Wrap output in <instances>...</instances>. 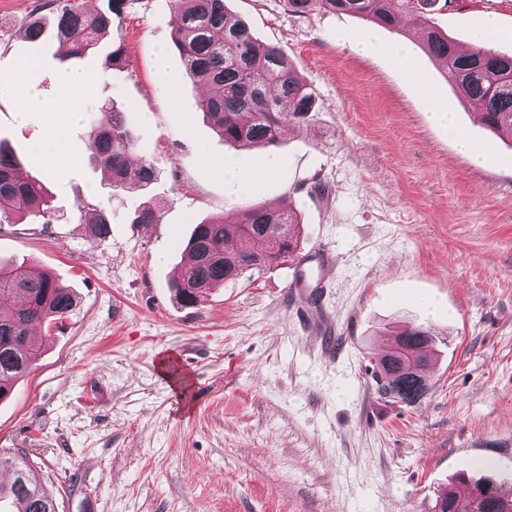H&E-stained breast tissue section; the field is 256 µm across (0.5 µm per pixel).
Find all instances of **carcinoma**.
Returning <instances> with one entry per match:
<instances>
[{"label":"carcinoma","mask_w":512,"mask_h":512,"mask_svg":"<svg viewBox=\"0 0 512 512\" xmlns=\"http://www.w3.org/2000/svg\"><path fill=\"white\" fill-rule=\"evenodd\" d=\"M297 15L348 13L385 28L401 17L412 21L422 49L445 69L448 84L477 106L476 121L502 139L512 141V54L499 53L484 37L461 50L432 22L431 14L448 0H284ZM173 40L187 73L206 86L197 101L200 110L226 142L243 147L278 145L283 129L300 126L315 111V92L276 45L257 41L240 20L225 8L224 0H170ZM126 0H110L109 12L95 13L77 0H45L42 8L55 10L56 36L70 46L63 58L93 49L99 37L112 29V16L124 11ZM89 158L112 179V186L142 188L157 180L156 167L140 162L137 183H128L133 142L124 108L117 102L90 122L85 144ZM19 164L0 145V224H20L28 217L51 223V207L44 187L18 178ZM133 224H158L151 207L134 212ZM297 211L257 206L224 217L222 222L195 224L185 245L184 263L173 278L175 297L184 306L196 305L213 288L238 279L248 270H264L287 262L300 248L295 229ZM76 305L73 289L51 274L24 263L0 262V399L11 395L41 356L32 339L37 325H59ZM435 342L430 330L408 326L397 333L388 350L371 358L368 368L376 392L405 405L424 398L430 390L427 373ZM0 471L11 473L0 482V503L9 500L17 512H57L27 453L0 450ZM466 501L469 512H512V498H503L490 482L461 479L441 492L432 512H458Z\"/></svg>","instance_id":"1"}]
</instances>
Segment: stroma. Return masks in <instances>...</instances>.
Returning <instances> with one entry per match:
<instances>
[{"label":"stroma","instance_id":"obj_1","mask_svg":"<svg viewBox=\"0 0 512 512\" xmlns=\"http://www.w3.org/2000/svg\"><path fill=\"white\" fill-rule=\"evenodd\" d=\"M41 2L0 0V144L44 186L53 219L0 224V258L48 271L77 305L63 328L36 330V367L0 400V448L28 453L59 512L87 497L98 512H430L461 476L512 487V146L474 123L409 21L389 31L291 14L282 0H225L316 98L310 121L272 151L279 172L230 192L209 159L257 171L272 152L224 143L202 113L183 111L206 89L170 46L169 0H127L111 35L67 61ZM486 14L498 23L490 47L512 52V0H454L433 22L464 49ZM37 16L45 34L26 42ZM370 33L379 51L359 50ZM117 45L124 64L72 116L57 71L96 69ZM400 45L411 67L391 55ZM164 78L177 100L157 94ZM21 80L56 107L18 120ZM112 99L128 108L135 158L159 172L146 189L113 187L88 158L86 116ZM432 99L486 145L482 163L433 122ZM59 126L74 168L64 182L33 152ZM318 180L326 195L312 194ZM283 201L302 215V249L336 254L321 298L332 357L289 287L292 263L245 272L194 306L170 288L195 223ZM145 203L159 223H131ZM94 209L111 220L102 239L87 222ZM420 294L439 299L435 318ZM407 324L430 328L437 351L430 390L411 405L381 398L366 370Z\"/></svg>","mask_w":512,"mask_h":512}]
</instances>
